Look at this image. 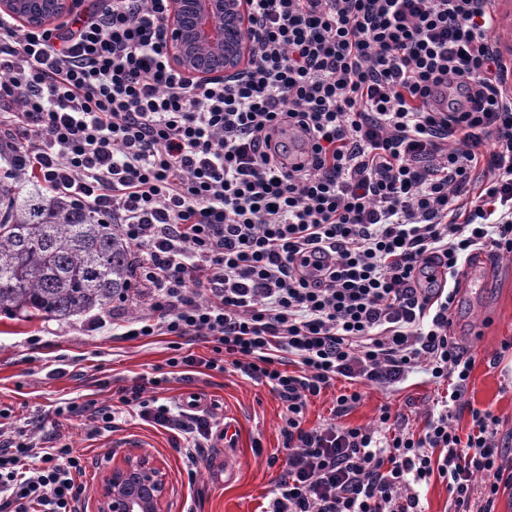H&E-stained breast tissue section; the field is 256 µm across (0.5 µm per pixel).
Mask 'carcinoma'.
I'll use <instances>...</instances> for the list:
<instances>
[{
    "label": "carcinoma",
    "instance_id": "obj_1",
    "mask_svg": "<svg viewBox=\"0 0 512 512\" xmlns=\"http://www.w3.org/2000/svg\"><path fill=\"white\" fill-rule=\"evenodd\" d=\"M121 227L20 171L0 176V315L68 320L131 288Z\"/></svg>",
    "mask_w": 512,
    "mask_h": 512
}]
</instances>
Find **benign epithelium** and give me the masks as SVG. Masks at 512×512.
<instances>
[{
    "label": "benign epithelium",
    "mask_w": 512,
    "mask_h": 512,
    "mask_svg": "<svg viewBox=\"0 0 512 512\" xmlns=\"http://www.w3.org/2000/svg\"><path fill=\"white\" fill-rule=\"evenodd\" d=\"M76 6V0H45L34 9L27 0H0V12L32 27H43ZM247 0H171L169 47L172 64L208 81L236 78L246 67L250 45L244 36ZM99 478L89 512H170L173 489L164 466L129 448L97 464Z\"/></svg>",
    "instance_id": "obj_1"
}]
</instances>
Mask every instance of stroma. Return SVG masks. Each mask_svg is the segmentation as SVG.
I'll list each match as a JSON object with an SVG mask.
<instances>
[{
    "label": "stroma",
    "mask_w": 512,
    "mask_h": 512,
    "mask_svg": "<svg viewBox=\"0 0 512 512\" xmlns=\"http://www.w3.org/2000/svg\"><path fill=\"white\" fill-rule=\"evenodd\" d=\"M493 264L495 281L487 292L459 294L451 332L474 361L465 401L491 409L504 430L512 431V355L499 364L491 362L502 342L512 340V255L494 258ZM107 316L104 310L68 321L0 316V405L11 409L14 430H52L53 410L61 402L76 398L100 404L111 399L114 388L140 375L167 372L173 355L169 337L115 338ZM59 367L65 376L56 375ZM438 391L423 373L411 375L390 394L367 389L348 422L375 425L380 406L386 404L405 414L413 429H421ZM164 395L183 405L198 401L200 413L218 422L208 460L196 478H189L170 432L131 417L121 430L91 437L75 419L62 433L88 462L80 477L83 500H90L96 487L94 462L120 453L133 439L141 453L164 465L175 488L171 512H256L281 472L268 464L270 456L285 454L281 402L267 387L236 372L175 381Z\"/></svg>",
    "instance_id": "obj_1"
}]
</instances>
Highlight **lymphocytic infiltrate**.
I'll use <instances>...</instances> for the list:
<instances>
[{
	"mask_svg": "<svg viewBox=\"0 0 512 512\" xmlns=\"http://www.w3.org/2000/svg\"><path fill=\"white\" fill-rule=\"evenodd\" d=\"M169 2L97 0L53 30L1 17L0 158L122 226L152 314L113 330L174 337L169 367L231 369L283 404L287 454L259 512H419L434 478L453 512H495L512 434L472 405L468 433L453 425L473 360L448 319L460 259L512 254L493 0H249L245 73L206 82L170 61ZM421 370L448 385L421 430L387 405L377 427L345 423L364 388ZM168 382L64 402L39 437L5 434L0 407V512H77L84 459L58 432L74 419L96 435L137 415L196 472L211 420L160 402ZM349 386L347 381H337L335 389L322 395L321 398L315 399L308 408L307 418L310 422H319L330 417V409L333 407L334 390L335 394H340V389Z\"/></svg>",
	"mask_w": 512,
	"mask_h": 512,
	"instance_id": "f902f5d3",
	"label": "lymphocytic infiltrate"
}]
</instances>
